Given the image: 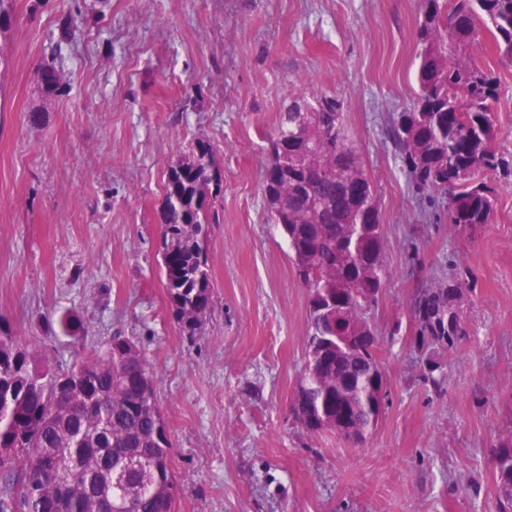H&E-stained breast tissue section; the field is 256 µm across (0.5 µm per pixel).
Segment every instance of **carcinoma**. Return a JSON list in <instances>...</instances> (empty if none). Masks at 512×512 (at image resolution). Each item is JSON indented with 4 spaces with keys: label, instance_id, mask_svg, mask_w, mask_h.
<instances>
[{
    "label": "carcinoma",
    "instance_id": "obj_1",
    "mask_svg": "<svg viewBox=\"0 0 512 512\" xmlns=\"http://www.w3.org/2000/svg\"><path fill=\"white\" fill-rule=\"evenodd\" d=\"M15 0H0V39L14 26ZM493 30L498 52L512 60V0H421L417 21V90L393 113L386 134L427 208L472 233L490 222L498 189L491 176L512 173L496 151L493 105L500 79L472 59L478 23ZM36 79L44 94L63 90L55 61ZM268 164L262 185L268 222L281 227L299 278L310 290L305 369L292 409L309 433L334 431L359 445L376 429L388 390L377 373L378 348L368 336V310L377 305L386 272L384 235L374 190L345 121L343 101L322 91L290 98L265 137ZM223 173L210 143L199 139L167 172L161 228V273L180 330L197 335L212 304L204 243L210 212L223 189ZM467 284L423 285L410 300L406 332L426 355L422 378L442 389L439 354L425 337L446 336V352L469 336L463 298ZM0 348V512H174L176 483L171 439L159 431L164 417L156 392H140L143 359L128 356L114 336L65 371L39 361L15 336ZM89 463L84 474L46 499L26 494L29 469L43 453ZM499 512H512V420L493 461Z\"/></svg>",
    "mask_w": 512,
    "mask_h": 512
}]
</instances>
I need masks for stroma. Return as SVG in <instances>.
<instances>
[{"instance_id":"stroma-1","label":"stroma","mask_w":512,"mask_h":512,"mask_svg":"<svg viewBox=\"0 0 512 512\" xmlns=\"http://www.w3.org/2000/svg\"><path fill=\"white\" fill-rule=\"evenodd\" d=\"M420 0H16L0 42V333L52 368L121 336L141 351L173 443L174 512H496L491 470L512 417V176L475 237L426 223L385 135L417 87ZM82 14L59 69L35 74ZM497 73L496 148L512 160V62ZM324 91L376 191L387 277L369 319L388 380L366 443L307 433L292 413L309 290L262 198L263 135L289 96ZM208 141L224 173L205 244L213 301L201 332L175 322L160 273L164 180ZM468 280L469 337L444 355L445 391L421 378L406 319L418 282ZM77 318L78 336L57 325ZM51 61H44L36 72V79L43 93L48 96L56 95L63 90L61 73L55 65V51L52 52Z\"/></svg>"}]
</instances>
